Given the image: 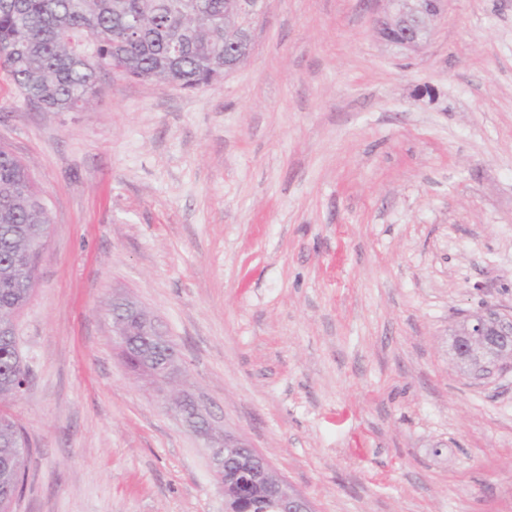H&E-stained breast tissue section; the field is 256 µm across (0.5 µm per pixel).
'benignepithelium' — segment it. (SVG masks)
Wrapping results in <instances>:
<instances>
[{
  "label": "benign epithelium",
  "mask_w": 512,
  "mask_h": 512,
  "mask_svg": "<svg viewBox=\"0 0 512 512\" xmlns=\"http://www.w3.org/2000/svg\"><path fill=\"white\" fill-rule=\"evenodd\" d=\"M383 12L375 19L379 38L407 51L420 49L432 34V24L445 11L447 0H382ZM231 13L238 21L235 38L224 41V76L236 72L253 51V23L261 13V0H232ZM133 313L140 325V335L158 338L162 332L150 313L132 302L112 304V328L122 356L131 353L125 315ZM452 350L459 371L474 379L489 378L512 371V314L488 306L467 318L454 334ZM168 378L169 410L208 449L211 473L224 486V470L229 464L245 476L247 486L262 483L278 512H314L311 501L289 481L279 475L270 461L240 437L221 430L210 411L177 387L178 367L175 358L165 360Z\"/></svg>",
  "instance_id": "1"
}]
</instances>
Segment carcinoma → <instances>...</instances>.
<instances>
[{
  "label": "carcinoma",
  "instance_id": "1",
  "mask_svg": "<svg viewBox=\"0 0 512 512\" xmlns=\"http://www.w3.org/2000/svg\"><path fill=\"white\" fill-rule=\"evenodd\" d=\"M228 0H0V72L25 100L47 112H77L100 94L102 76L149 79L196 90L223 79ZM30 172L0 145V326L17 318L37 271L34 240L50 218L26 191ZM20 349L0 335V406L19 389ZM30 444L0 410V512L25 483Z\"/></svg>",
  "mask_w": 512,
  "mask_h": 512
}]
</instances>
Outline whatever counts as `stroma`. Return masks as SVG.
Returning <instances> with one entry per match:
<instances>
[{"mask_svg": "<svg viewBox=\"0 0 512 512\" xmlns=\"http://www.w3.org/2000/svg\"><path fill=\"white\" fill-rule=\"evenodd\" d=\"M381 9L264 0L224 80L109 75L77 112L0 75V143L51 219L14 512H224L204 443L120 356L122 300L316 512H512V373L451 350L512 311V0H448L408 57ZM128 313H133L137 316L139 325H140V335L139 336H152L157 340L158 336H165L155 321L151 317L150 313L146 311L143 307L132 303V302H118L112 304V331L113 336H115V341L118 343L122 356L124 360L131 353V349L133 344L130 342L128 336L130 335L127 331L125 315Z\"/></svg>", "mask_w": 512, "mask_h": 512, "instance_id": "stroma-1", "label": "stroma"}]
</instances>
